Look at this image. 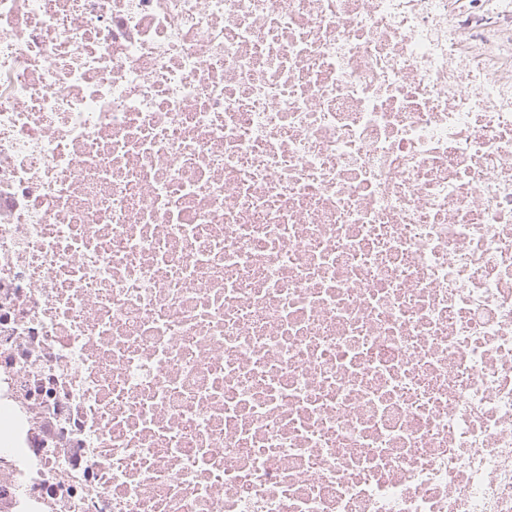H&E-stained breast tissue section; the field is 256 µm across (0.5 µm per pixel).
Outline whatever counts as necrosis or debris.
Instances as JSON below:
<instances>
[{"label":"necrosis or debris","instance_id":"1","mask_svg":"<svg viewBox=\"0 0 512 512\" xmlns=\"http://www.w3.org/2000/svg\"><path fill=\"white\" fill-rule=\"evenodd\" d=\"M0 512H512V0H0Z\"/></svg>","mask_w":512,"mask_h":512}]
</instances>
